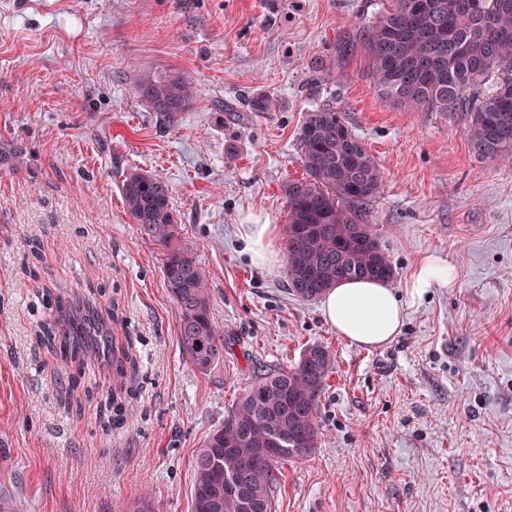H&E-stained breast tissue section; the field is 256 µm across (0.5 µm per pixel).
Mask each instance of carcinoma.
Returning <instances> with one entry per match:
<instances>
[{"mask_svg":"<svg viewBox=\"0 0 512 512\" xmlns=\"http://www.w3.org/2000/svg\"><path fill=\"white\" fill-rule=\"evenodd\" d=\"M368 27L339 44L346 55L365 49L368 72L383 97L435 112L468 113L470 150L485 159L512 156V0H436L438 12L421 0H390ZM140 93L160 123L173 125L196 100L195 87L178 74L140 83ZM305 177L285 192L287 277L292 292L312 300L347 279L393 275L370 206L382 189L375 157L335 107L306 113L299 133ZM23 157L15 143L0 140V169ZM124 205L142 238L167 250L162 263L166 287L177 305L178 344L201 373L224 356V336L210 307L203 268L175 246L178 228L171 192L161 177L131 173L122 183ZM74 316L41 324L36 336L47 350L81 367L84 343L68 326ZM317 372L304 359L260 374L210 433L194 462L192 512H275L279 469L312 453L321 434L319 401L333 369L324 345ZM288 432V448L269 454L275 431ZM240 477L250 501L224 495V482Z\"/></svg>","mask_w":512,"mask_h":512,"instance_id":"1","label":"carcinoma"}]
</instances>
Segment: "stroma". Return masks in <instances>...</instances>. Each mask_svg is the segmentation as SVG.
I'll return each instance as SVG.
<instances>
[{
	"mask_svg": "<svg viewBox=\"0 0 512 512\" xmlns=\"http://www.w3.org/2000/svg\"><path fill=\"white\" fill-rule=\"evenodd\" d=\"M386 2L0 0V140L26 151L0 170V493L24 512H129L145 494L192 512L208 433L312 344L334 359L321 435L283 465L276 512H512V159L472 155L465 113L383 99L362 48L339 56ZM164 73L198 93L172 126L138 92ZM327 104L380 166L392 285L430 255L456 271L378 348L337 336L285 265L240 253L249 217L284 225L300 127ZM133 172L167 180L177 244L207 273L210 372L182 356L165 251L125 211ZM86 296L130 347L124 374L99 355L75 375L36 340L56 300Z\"/></svg>",
	"mask_w": 512,
	"mask_h": 512,
	"instance_id": "35a3bbf8",
	"label": "stroma"
}]
</instances>
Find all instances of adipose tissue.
<instances>
[{
  "mask_svg": "<svg viewBox=\"0 0 512 512\" xmlns=\"http://www.w3.org/2000/svg\"><path fill=\"white\" fill-rule=\"evenodd\" d=\"M238 234L252 264L271 266L278 262L277 225L255 218L240 225ZM454 277L448 261L429 256L417 266L404 291H397L384 280L344 281L325 293L322 313L337 335L363 347H378L399 335L406 300L422 298L433 286L453 284Z\"/></svg>",
  "mask_w": 512,
  "mask_h": 512,
  "instance_id": "1",
  "label": "adipose tissue"
}]
</instances>
